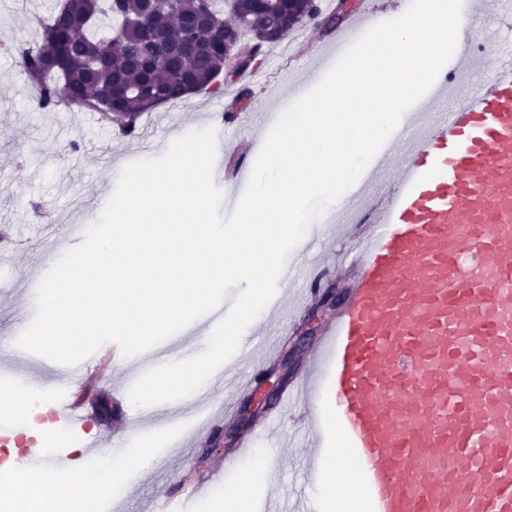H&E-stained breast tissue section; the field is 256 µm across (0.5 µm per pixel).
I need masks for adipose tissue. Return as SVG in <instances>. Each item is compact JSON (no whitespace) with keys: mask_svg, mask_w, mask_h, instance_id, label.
Instances as JSON below:
<instances>
[{"mask_svg":"<svg viewBox=\"0 0 512 512\" xmlns=\"http://www.w3.org/2000/svg\"><path fill=\"white\" fill-rule=\"evenodd\" d=\"M151 454L145 448H128L105 459L100 469L63 482L54 498L76 506L78 512H91L103 492L120 495L126 486L151 466Z\"/></svg>","mask_w":512,"mask_h":512,"instance_id":"ef3b65f1","label":"adipose tissue"}]
</instances>
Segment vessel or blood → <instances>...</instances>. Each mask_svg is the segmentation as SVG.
Listing matches in <instances>:
<instances>
[{
    "mask_svg": "<svg viewBox=\"0 0 512 512\" xmlns=\"http://www.w3.org/2000/svg\"><path fill=\"white\" fill-rule=\"evenodd\" d=\"M472 0L462 14V49L453 70L437 77L429 101L443 100L471 50L485 43ZM490 76L472 103L418 112L393 132L342 211L380 188L379 201L354 259L345 306L326 329L314 360L324 363L328 398L352 481L367 512H512V47L496 49ZM251 155L242 144L217 154L225 188L244 178ZM307 264L285 266L279 287L312 283L324 246L309 242ZM275 327L241 340L218 380L251 386L241 370ZM86 364L58 374L49 400L68 428L85 416L69 404ZM180 400L155 405L149 428L196 414ZM103 442L86 441L84 459L47 440L19 469L45 476L55 492L61 475L94 465Z\"/></svg>",
    "mask_w": 512,
    "mask_h": 512,
    "instance_id": "vessel-or-blood-1",
    "label": "vessel or blood"
}]
</instances>
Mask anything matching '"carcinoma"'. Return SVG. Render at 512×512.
Instances as JSON below:
<instances>
[{"instance_id":"obj_1","label":"carcinoma","mask_w":512,"mask_h":512,"mask_svg":"<svg viewBox=\"0 0 512 512\" xmlns=\"http://www.w3.org/2000/svg\"><path fill=\"white\" fill-rule=\"evenodd\" d=\"M288 2L247 4L244 20L229 22L224 0H174L166 8L150 0H64L41 22L40 40L16 50L17 64L39 109L74 104L134 139L153 99L164 105L192 93L220 94L248 70L228 59L244 33L276 43L303 10L320 11L318 0Z\"/></svg>"}]
</instances>
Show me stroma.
<instances>
[{"mask_svg":"<svg viewBox=\"0 0 512 512\" xmlns=\"http://www.w3.org/2000/svg\"><path fill=\"white\" fill-rule=\"evenodd\" d=\"M56 3L0 0V42L38 41V22L52 14ZM334 9L329 2L323 16L303 21L280 42L265 46L258 66L225 85L222 94H192L145 112L139 126L141 132H153L156 145L151 149L110 132L91 120L89 113L67 108L35 110L15 56L0 53V234L8 238L0 246L8 253L0 261V389L27 377L49 382L59 371V364L36 354L19 358L16 341L32 321L29 308L34 286L71 247L66 225L90 224L99 217L100 194H112L117 184L116 165L160 156L164 141L175 138L176 133L169 130L173 124L178 133L211 127L217 136L245 141L253 130L273 126L299 97L289 81V68L301 64L309 48L331 45L345 31V24L334 25L325 19ZM359 234L356 225L338 230L317 221L310 226L308 237L323 238L327 245L319 285L310 295L297 288L281 290L278 308L270 315L281 333L255 354L254 385L235 390L211 384L204 399L208 417L217 418V425L210 429L205 420L188 421L182 447L175 449L169 462L153 463L124 495L113 498L112 512H152L155 503L180 497L196 486L202 487L203 498L217 501L222 497V484L254 475L256 459L240 455V444L263 420L278 415L281 393L307 374L326 329L322 323L311 325V311L326 291L347 298ZM290 353L295 365L287 371L283 362ZM98 355L100 360L89 379L71 397L89 417L85 430L70 432L65 453L81 454L87 437L94 435L108 445L121 441L130 447L154 446L155 438L141 435L128 402L127 378L138 370V359H128L118 368L108 347H101ZM103 397L121 409L120 417L108 424L94 417ZM308 420L301 409L282 418L273 438L282 472L267 484L266 493L283 505L300 494L314 502L317 512H326L331 489L303 479L300 465L307 452L293 442Z\"/></svg>","mask_w":512,"mask_h":512,"instance_id":"obj_1","label":"stroma"}]
</instances>
